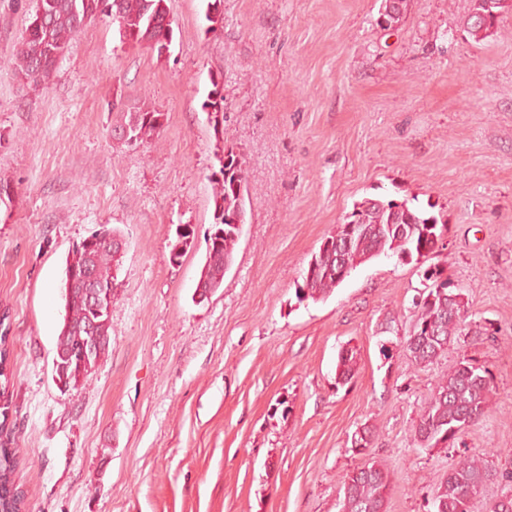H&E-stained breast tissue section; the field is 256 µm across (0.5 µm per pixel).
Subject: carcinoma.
Segmentation results:
<instances>
[{
    "instance_id": "carcinoma-1",
    "label": "carcinoma",
    "mask_w": 512,
    "mask_h": 512,
    "mask_svg": "<svg viewBox=\"0 0 512 512\" xmlns=\"http://www.w3.org/2000/svg\"><path fill=\"white\" fill-rule=\"evenodd\" d=\"M407 0H382L377 23L389 29L398 25ZM512 11L508 0H474L465 20V31L475 40H484L497 31L503 13ZM36 11L44 13V24L27 26L16 51L18 74L33 83L50 79L56 64L68 49L72 38L100 16L119 22L120 34L131 46L146 45L154 51L172 42L173 28L167 0H38ZM166 113L150 105H138L122 113L118 126L128 145L144 142L164 127ZM237 164L239 186L234 178H213L214 223L208 238L206 261L197 288L205 295L221 287L224 272L232 263L238 232L232 224L237 217L245 223L243 162L234 152L225 153L219 163ZM344 221L361 229L322 242L308 264L304 287L314 301L325 298L344 278V270L380 255L425 258L436 252V240L442 227L436 216L403 198H364L353 205ZM118 236L94 234L73 246L66 258V314L57 340L55 368L57 385L63 390L75 388L103 359L110 343L112 294L117 286L120 250L113 246ZM420 314L413 333L404 341L406 351L417 362H431L465 322L467 302L459 288L453 297L435 288L425 292L417 304ZM90 336L97 337L92 354L84 349ZM6 337L0 336V401L11 404ZM356 365V352H340L336 371L348 382ZM490 392L489 371L460 361L448 374L416 424L417 441L422 448L440 444L452 446L459 434L478 421L485 412ZM13 428L0 417V512H23L25 497L14 482L17 449L10 447ZM491 470L475 458L460 460L441 484L434 500L435 512H466V503L491 479ZM501 481L510 490L493 506L492 512H512V472H503ZM392 490L389 473L371 464L348 474L343 482L342 512H384Z\"/></svg>"
}]
</instances>
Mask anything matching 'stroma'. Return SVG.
I'll list each match as a JSON object with an SVG mask.
<instances>
[{"instance_id": "35a3bbf8", "label": "stroma", "mask_w": 512, "mask_h": 512, "mask_svg": "<svg viewBox=\"0 0 512 512\" xmlns=\"http://www.w3.org/2000/svg\"><path fill=\"white\" fill-rule=\"evenodd\" d=\"M168 0L169 51L88 24L35 86L14 53L35 0H0V335L10 349L15 480L29 512H340L346 476L393 478L385 512H433L460 457L512 470V13L475 41L473 0ZM224 82V121L203 104ZM167 115L130 146L139 104ZM244 163L245 223L224 283L196 285L212 232L218 155ZM365 197L414 200L444 224L421 262L379 256L323 300L299 296L322 240ZM195 230L179 262V225ZM126 242L109 352L76 389L54 380L73 245ZM467 301L429 363L402 345L427 268ZM356 351L336 382L341 350ZM488 369L485 414L454 448L415 427L461 360ZM369 427L372 442L352 440ZM407 6V0H383L377 23L389 29L397 26ZM165 120V112L150 105H138L122 112L118 130L126 144L135 145L157 135L164 127Z\"/></svg>"}]
</instances>
